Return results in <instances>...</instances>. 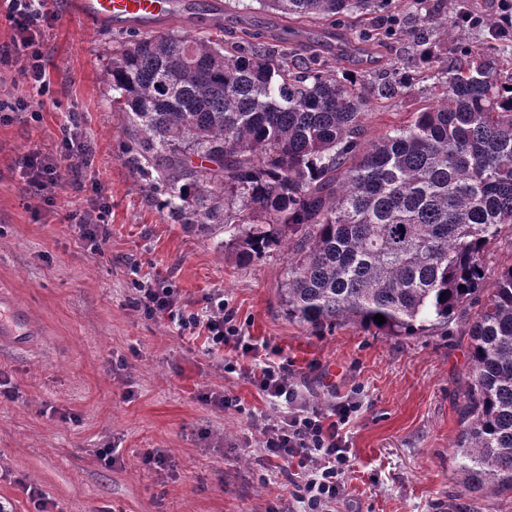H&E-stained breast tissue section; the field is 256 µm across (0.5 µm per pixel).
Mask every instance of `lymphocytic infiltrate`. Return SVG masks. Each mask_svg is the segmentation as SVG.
Here are the masks:
<instances>
[{"label":"lymphocytic infiltrate","instance_id":"lymphocytic-infiltrate-1","mask_svg":"<svg viewBox=\"0 0 512 512\" xmlns=\"http://www.w3.org/2000/svg\"><path fill=\"white\" fill-rule=\"evenodd\" d=\"M47 5L48 0H0L14 30L15 45L14 50L0 52V65L18 64L33 89L26 98H1L0 112H27L36 119L53 97L40 35ZM79 127L78 117H71L57 154L33 153L21 158L28 182L37 191H51L60 181L63 167L85 164L86 149ZM137 291L138 307L149 316L168 319L179 334L201 327L210 351L229 347L240 352V359L224 360V372L246 379L279 407V414L263 417L258 423V446L269 466L281 469L290 485L295 512H335L352 470L344 427L358 412L359 401L349 397L327 407L310 401L285 364L260 357L257 345L245 335L233 310L225 306L222 293L205 294V309L197 314L187 312L178 290L163 280L139 282ZM245 357L250 358V365H242Z\"/></svg>","mask_w":512,"mask_h":512}]
</instances>
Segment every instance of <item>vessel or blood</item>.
Segmentation results:
<instances>
[{"label":"vessel or blood","mask_w":512,"mask_h":512,"mask_svg":"<svg viewBox=\"0 0 512 512\" xmlns=\"http://www.w3.org/2000/svg\"><path fill=\"white\" fill-rule=\"evenodd\" d=\"M78 18L91 27L118 31L156 32L169 21L186 18L180 0H72ZM30 329V319L22 308L11 317L0 318V343L18 339Z\"/></svg>","instance_id":"b4317fda"}]
</instances>
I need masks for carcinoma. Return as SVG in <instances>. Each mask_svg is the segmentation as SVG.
Listing matches in <instances>:
<instances>
[{
	"label": "carcinoma",
	"mask_w": 512,
	"mask_h": 512,
	"mask_svg": "<svg viewBox=\"0 0 512 512\" xmlns=\"http://www.w3.org/2000/svg\"><path fill=\"white\" fill-rule=\"evenodd\" d=\"M255 2L297 19L393 18L364 29L366 43L409 33L395 0ZM413 3L430 83L406 124L374 140L370 105L415 91L399 61L394 73L340 77L250 29L228 47L167 30L113 48L105 77L127 119L128 161L163 191L173 221L234 226L227 245L243 264L287 252L288 319L390 336L463 328L454 461L466 495L490 500L512 492V263L489 285L485 261L512 243V41L440 68L428 30L447 41L448 17Z\"/></svg>",
	"instance_id": "carcinoma-1"
}]
</instances>
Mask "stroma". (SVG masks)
Masks as SVG:
<instances>
[{"mask_svg":"<svg viewBox=\"0 0 512 512\" xmlns=\"http://www.w3.org/2000/svg\"><path fill=\"white\" fill-rule=\"evenodd\" d=\"M41 33L46 69L57 88L41 120L11 112L0 119V293L35 318L29 345L0 347V499L13 512H269L288 496L268 470L255 422L277 409L246 380L225 377L232 350L209 352L204 338L179 337L167 320L134 306L136 281L163 278L188 309L223 290L260 354L287 364L310 398L328 404L357 394L346 431L354 472L338 512H512V494L484 502L463 496L453 458L457 405L466 385L469 339L382 336L345 324L314 329L289 321L279 288L288 256L274 250L237 263L222 243L171 220L158 195L127 161L129 129L112 108L105 68L124 32L93 29L70 0H50ZM491 18L500 0H456L445 55L480 50L494 36L463 15ZM378 14L332 24L288 20L224 0L213 29L234 42L250 28L278 34L287 51L338 60L369 75L393 61L410 74L421 65L410 44L380 43L368 61L339 58L338 41L357 44ZM419 96L372 104L367 134L406 123ZM82 120L89 164L64 172L51 199L31 191L17 166L29 153L59 150L71 113ZM110 206L104 256L87 254L69 217ZM204 392L237 396L240 410L205 403ZM112 449L111 461L101 457ZM164 454L165 470L146 465ZM41 494L32 499L27 487Z\"/></svg>","mask_w":512,"mask_h":512,"instance_id":"stroma-1","label":"stroma"}]
</instances>
